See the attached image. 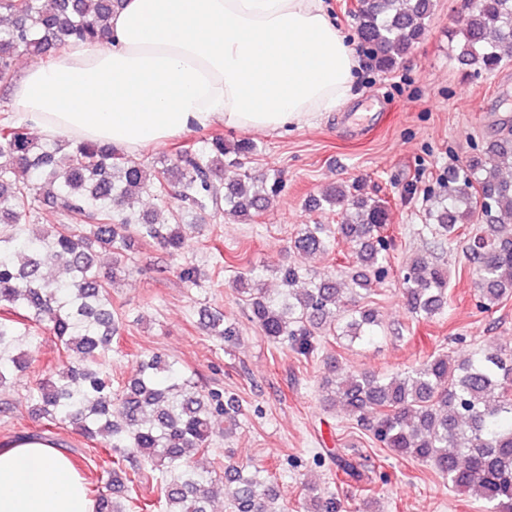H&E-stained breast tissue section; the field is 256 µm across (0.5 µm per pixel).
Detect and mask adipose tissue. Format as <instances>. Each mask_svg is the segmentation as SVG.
<instances>
[{
  "mask_svg": "<svg viewBox=\"0 0 512 512\" xmlns=\"http://www.w3.org/2000/svg\"><path fill=\"white\" fill-rule=\"evenodd\" d=\"M358 61L323 0H123L112 43L30 64L13 89L40 137L139 153L191 130L274 131L348 101ZM0 512H93L52 444L0 446Z\"/></svg>",
  "mask_w": 512,
  "mask_h": 512,
  "instance_id": "adipose-tissue-1",
  "label": "adipose tissue"
}]
</instances>
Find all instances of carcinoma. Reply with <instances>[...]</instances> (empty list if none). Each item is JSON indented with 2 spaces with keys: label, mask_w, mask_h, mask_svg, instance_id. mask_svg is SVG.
<instances>
[{
  "label": "carcinoma",
  "mask_w": 512,
  "mask_h": 512,
  "mask_svg": "<svg viewBox=\"0 0 512 512\" xmlns=\"http://www.w3.org/2000/svg\"><path fill=\"white\" fill-rule=\"evenodd\" d=\"M121 0H0L8 25L0 28V84L12 82L15 61L26 54L44 63L76 41L104 45ZM437 0H364L353 13L357 34L374 69L396 68L425 39ZM456 34V60L473 79L490 77L512 61V0H475ZM248 141L230 144L215 135L179 150L162 167L117 153L112 147L66 140L43 141L8 116L0 118V386L28 368L43 334L56 340L63 368L47 366L24 402L47 425L74 424L88 440L112 452V468L97 478L95 512H210V486L224 475L229 512H280L268 470L198 466L210 453L211 423L236 411L224 392L202 390L178 362L162 353L140 356L138 372L112 390L106 365L122 317L112 307L117 271L133 264L137 243L154 242L182 257V223L188 213L224 211L251 221L267 197L252 189ZM172 187L181 203L170 222L130 208L142 195ZM49 206L63 222L45 227L34 218ZM314 207L338 211L341 223L303 224L293 248L309 254L350 245L357 270L345 281L288 265L283 288L262 287L264 270L251 268L232 282L252 321L274 343L287 340L301 355L313 352L315 335L331 328L350 343L378 337L375 310L358 303L387 274V203L356 186L337 185ZM425 221L452 247L461 228H478L466 247L479 307L491 311L512 295V133L477 147L447 170L429 199ZM111 252L122 268L101 273L96 250ZM65 276L43 274L45 255ZM403 299L409 312L433 319L448 307V269L427 254L406 264ZM200 325L230 342L238 334L224 312L205 307ZM326 405H345L360 426L395 453L431 466L459 492L481 499L488 512H512V351L474 352L454 362L445 352L395 375L353 374L328 365L321 383ZM152 480L154 499L135 502V486ZM306 512H339L341 504L308 488Z\"/></svg>",
  "instance_id": "1"
}]
</instances>
